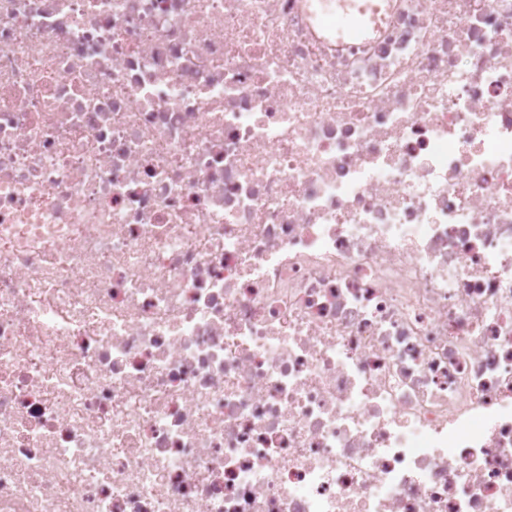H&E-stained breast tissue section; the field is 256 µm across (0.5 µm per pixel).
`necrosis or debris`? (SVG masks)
Listing matches in <instances>:
<instances>
[{"label": "necrosis or debris", "mask_w": 512, "mask_h": 512, "mask_svg": "<svg viewBox=\"0 0 512 512\" xmlns=\"http://www.w3.org/2000/svg\"><path fill=\"white\" fill-rule=\"evenodd\" d=\"M0 512H512V0H0ZM313 16L318 27L327 34L339 39L362 36L369 30V19L379 9L377 5L362 4L360 16H355L337 4L336 8L328 0H312Z\"/></svg>", "instance_id": "necrosis-or-debris-1"}]
</instances>
